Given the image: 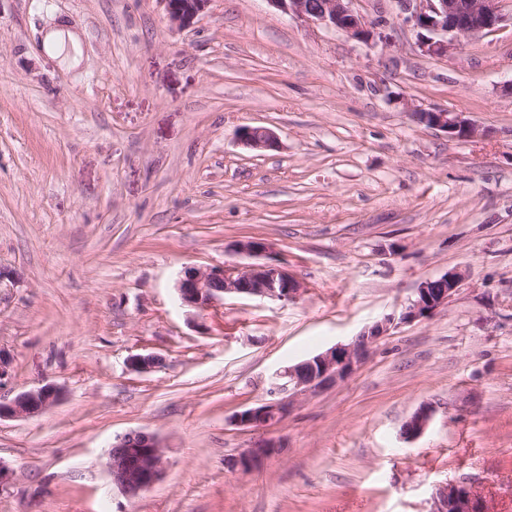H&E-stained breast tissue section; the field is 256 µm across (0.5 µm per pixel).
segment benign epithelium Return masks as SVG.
<instances>
[{
  "label": "benign epithelium",
  "mask_w": 512,
  "mask_h": 512,
  "mask_svg": "<svg viewBox=\"0 0 512 512\" xmlns=\"http://www.w3.org/2000/svg\"><path fill=\"white\" fill-rule=\"evenodd\" d=\"M167 17L176 28L190 26L209 7L211 0H163ZM355 0H268L275 9L300 22H318L343 32L352 40L370 42L386 38L377 24L353 8ZM412 4L405 21L417 31L419 49L427 55H446L463 39L498 29L504 16L498 0H407ZM417 122L445 133L451 140H468L480 135V129L463 112L441 108H414ZM242 144L253 150L279 147L275 132L265 126L246 125L239 129ZM235 253L254 262L206 268L186 267L176 282L181 303L196 309L198 316L224 301L227 295H244L260 299L290 300L299 296L304 285L288 268L275 259L262 260L267 247L257 239L239 240ZM463 276L450 271L424 281L414 299L400 317L388 315L364 329L349 343H338L310 359L274 372L267 389L268 399L256 406L235 412L231 421L239 426L267 429L278 424L292 410L302 395L314 394L326 385L343 382L368 360L372 348L397 324L429 317L448 304L458 290ZM130 371L146 374L162 366L154 354H134L127 360ZM63 388L47 382L20 392L11 398L0 396V421L32 418L60 403ZM432 411L419 408L403 426V434L416 438L426 430ZM279 445L262 440L246 449L237 459L245 471L256 467L277 451ZM108 473L123 494L135 498L152 489L165 476L166 461L161 438L149 432L130 431L117 438L106 463ZM435 512H483L481 498L464 483H448L436 491Z\"/></svg>",
  "instance_id": "7a95c632"
}]
</instances>
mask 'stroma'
Segmentation results:
<instances>
[{
  "label": "stroma",
  "mask_w": 512,
  "mask_h": 512,
  "mask_svg": "<svg viewBox=\"0 0 512 512\" xmlns=\"http://www.w3.org/2000/svg\"><path fill=\"white\" fill-rule=\"evenodd\" d=\"M506 21L422 54L403 0H356L386 38L352 40L268 0H212L191 27L163 0H0V390L63 400L0 421V512H434L467 482L512 512V0ZM64 23L79 65L40 40ZM466 112L457 141L411 106ZM265 126L273 150L241 145ZM305 285L197 318L184 268L240 264L241 239ZM458 270L447 306L402 323L346 381L267 430L234 426L276 369L400 313ZM162 357L137 374L130 355ZM425 432L401 433L420 407ZM156 433L163 480L130 499L104 462ZM276 453L245 472L240 453ZM238 138L242 144L253 150H269L279 146L277 134L265 126H242ZM279 445L273 440H262L247 448L237 459V466L244 471L256 467L263 459L271 456L277 451Z\"/></svg>",
  "instance_id": "stroma-1"
}]
</instances>
